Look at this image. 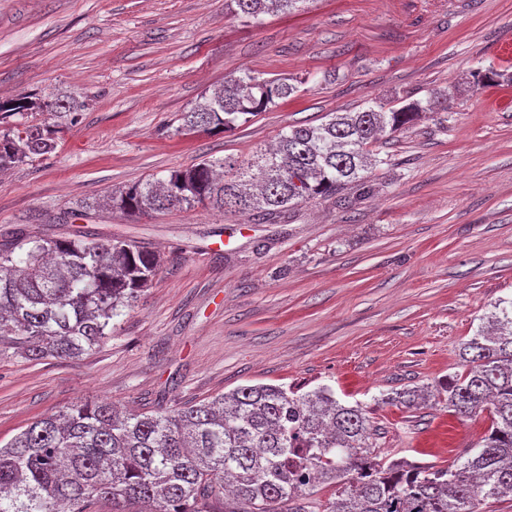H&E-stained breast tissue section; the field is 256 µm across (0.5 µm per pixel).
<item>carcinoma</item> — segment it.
<instances>
[{
	"label": "carcinoma",
	"instance_id": "1",
	"mask_svg": "<svg viewBox=\"0 0 512 512\" xmlns=\"http://www.w3.org/2000/svg\"><path fill=\"white\" fill-rule=\"evenodd\" d=\"M245 21L291 12L305 0H229ZM298 92L286 77L250 71L224 78L209 101L182 113V129H230ZM430 97L399 108L381 103L333 112L319 125H295L276 149L247 162L203 159L112 193L131 216L196 205L253 211L268 222L318 197L366 188L370 147L426 112L447 108ZM75 98L0 99V171L53 153L58 130L31 120L50 112L75 120ZM163 258L125 238L84 232L53 239L18 228L0 238V348L26 359L76 358L102 342L112 320L158 275ZM492 324L462 346L465 373L430 388H407L384 402L410 409L433 400L460 420L489 411L479 447L450 466L380 456L364 406L336 399L328 385L301 393L244 385L168 411L121 413L84 400L30 423L0 443V512H307L299 503L316 485L334 489L327 512H479L512 495V299Z\"/></svg>",
	"mask_w": 512,
	"mask_h": 512
}]
</instances>
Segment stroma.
<instances>
[{
	"label": "stroma",
	"instance_id": "35a3bbf8",
	"mask_svg": "<svg viewBox=\"0 0 512 512\" xmlns=\"http://www.w3.org/2000/svg\"><path fill=\"white\" fill-rule=\"evenodd\" d=\"M227 0H0V95L76 94L50 155L0 174V234L89 230L164 264L104 342L73 359L0 351V441L85 400L136 412L242 385L331 386L366 406L384 455L447 466L489 419L382 397L461 372L463 343L512 299V0H304L243 22ZM497 71L475 87L473 74ZM249 70L299 81L229 131L182 112ZM449 95L380 144L372 192L279 224L209 207L137 217L73 207L204 159L251 158L288 127Z\"/></svg>",
	"mask_w": 512,
	"mask_h": 512
}]
</instances>
